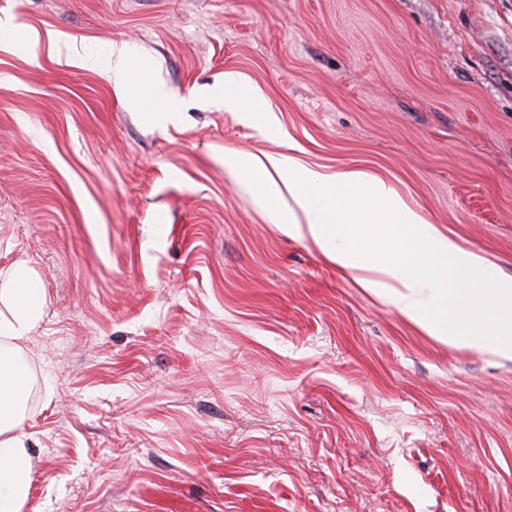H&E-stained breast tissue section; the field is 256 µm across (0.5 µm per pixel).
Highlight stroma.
<instances>
[{"mask_svg": "<svg viewBox=\"0 0 512 512\" xmlns=\"http://www.w3.org/2000/svg\"><path fill=\"white\" fill-rule=\"evenodd\" d=\"M2 29L0 267L47 297L22 512H512V359L427 336L229 163L362 172L512 278V0H0ZM118 43L173 119L107 82Z\"/></svg>", "mask_w": 512, "mask_h": 512, "instance_id": "stroma-1", "label": "stroma"}]
</instances>
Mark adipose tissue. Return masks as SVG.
Here are the masks:
<instances>
[{"instance_id":"ef3b65f1","label":"adipose tissue","mask_w":512,"mask_h":512,"mask_svg":"<svg viewBox=\"0 0 512 512\" xmlns=\"http://www.w3.org/2000/svg\"><path fill=\"white\" fill-rule=\"evenodd\" d=\"M287 169L292 204L282 203L250 161L238 170L262 196L270 218L309 238L337 265L357 271L362 286L382 291L406 318L439 340L512 358V280L463 251L423 221L384 182L359 173L326 177ZM46 304L26 263L0 268V512H22L32 454L23 432L29 379L15 354L36 333Z\"/></svg>"}]
</instances>
